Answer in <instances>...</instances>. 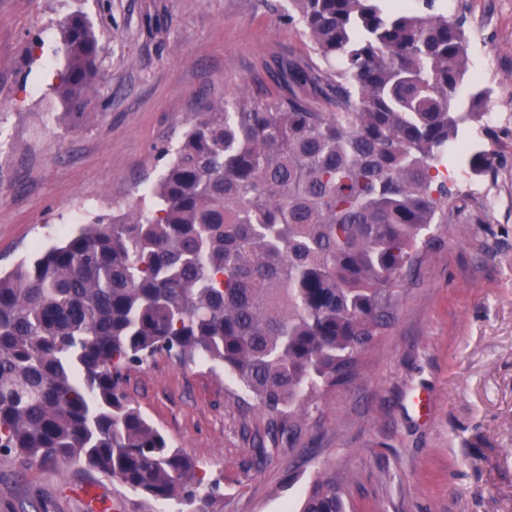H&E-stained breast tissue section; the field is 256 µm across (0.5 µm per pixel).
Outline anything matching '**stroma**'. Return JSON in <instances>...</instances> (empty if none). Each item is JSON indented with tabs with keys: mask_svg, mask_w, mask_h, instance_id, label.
<instances>
[{
	"mask_svg": "<svg viewBox=\"0 0 512 512\" xmlns=\"http://www.w3.org/2000/svg\"><path fill=\"white\" fill-rule=\"evenodd\" d=\"M276 2L0 0V271L56 243L74 214L122 213L208 104L278 94L275 60L313 53ZM458 2L471 71L497 106L512 97V0ZM78 11L107 51L96 101L72 121L52 92L53 51L57 21ZM495 131L492 197L459 189L390 326L350 382L318 390L292 450L276 449L266 413L222 367L159 354L129 373L134 406L220 481L218 512H295L323 474L348 512H512V121ZM418 390L425 421L406 410ZM158 510L101 475L0 462V512Z\"/></svg>",
	"mask_w": 512,
	"mask_h": 512,
	"instance_id": "35a3bbf8",
	"label": "stroma"
}]
</instances>
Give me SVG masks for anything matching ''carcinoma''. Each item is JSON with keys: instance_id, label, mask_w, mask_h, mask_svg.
<instances>
[{"instance_id": "obj_1", "label": "carcinoma", "mask_w": 512, "mask_h": 512, "mask_svg": "<svg viewBox=\"0 0 512 512\" xmlns=\"http://www.w3.org/2000/svg\"><path fill=\"white\" fill-rule=\"evenodd\" d=\"M288 0L324 66L288 58L287 92L203 113L148 199L96 217L0 274V460L72 467L178 512H215L220 481L122 389L157 354L220 364L293 442L322 385L389 325L396 290L455 195L448 147L472 176L500 163L465 111L468 37L441 0ZM64 113L93 103L106 51L82 13L57 22ZM301 512H346L317 478Z\"/></svg>"}]
</instances>
